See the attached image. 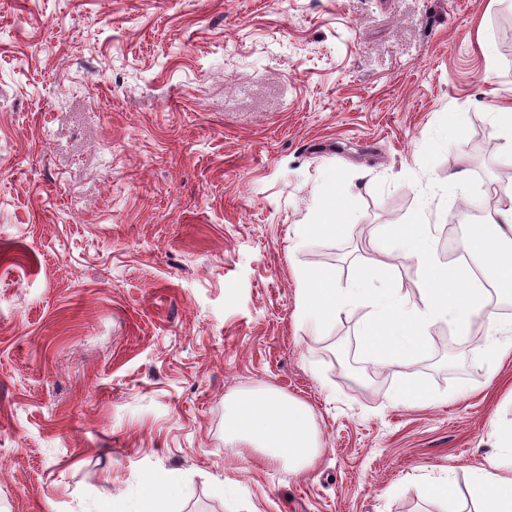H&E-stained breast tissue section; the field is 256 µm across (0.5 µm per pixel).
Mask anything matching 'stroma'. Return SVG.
<instances>
[{
	"instance_id": "1",
	"label": "stroma",
	"mask_w": 512,
	"mask_h": 512,
	"mask_svg": "<svg viewBox=\"0 0 512 512\" xmlns=\"http://www.w3.org/2000/svg\"><path fill=\"white\" fill-rule=\"evenodd\" d=\"M509 101L512 0H0V512L150 477L165 512H475L512 357L446 318L398 374L358 348L367 297L317 329L298 290L324 268L420 302L423 265L374 242L418 224L446 266ZM330 202L341 234L298 238ZM259 391L310 407L313 466L226 441Z\"/></svg>"
}]
</instances>
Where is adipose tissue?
<instances>
[{"label": "adipose tissue", "instance_id": "1", "mask_svg": "<svg viewBox=\"0 0 512 512\" xmlns=\"http://www.w3.org/2000/svg\"><path fill=\"white\" fill-rule=\"evenodd\" d=\"M465 247L491 275L499 292H512L511 187L499 193L492 223L469 225ZM358 294L355 288L336 287L327 270H311L302 276V310L317 326L347 309ZM371 302L376 317L365 329L361 347L394 370L425 348L426 328L435 320L452 317L463 335L478 321L487 334L500 329L496 316L486 310L485 291L475 287L468 271L458 267L429 266L420 304H407L388 289L372 293ZM492 435L499 452L475 474L469 493L478 505L477 512H512V424L496 426ZM228 438L259 449L271 463L295 471L312 465L320 453L309 408L298 400L269 393L248 394L236 401Z\"/></svg>", "mask_w": 512, "mask_h": 512}]
</instances>
